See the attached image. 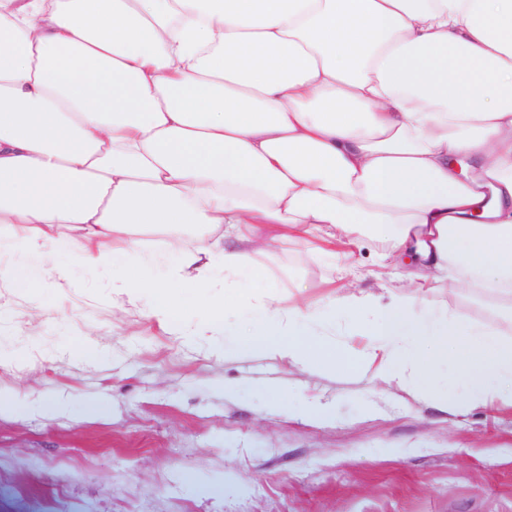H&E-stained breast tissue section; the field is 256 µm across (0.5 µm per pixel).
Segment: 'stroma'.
I'll list each match as a JSON object with an SVG mask.
<instances>
[{
	"instance_id": "35a3bbf8",
	"label": "stroma",
	"mask_w": 512,
	"mask_h": 512,
	"mask_svg": "<svg viewBox=\"0 0 512 512\" xmlns=\"http://www.w3.org/2000/svg\"><path fill=\"white\" fill-rule=\"evenodd\" d=\"M388 248L359 236L341 268L292 240L254 260L284 303L320 311L345 290L412 298L404 264H380ZM60 263L66 287L0 288V395L17 404L0 415V512H512V410L443 413L409 378L313 372L237 336L218 357L113 288L111 269ZM423 304L448 319L466 305L512 340V314L482 291L445 279ZM265 380L334 425L277 406Z\"/></svg>"
}]
</instances>
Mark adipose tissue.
Segmentation results:
<instances>
[{"instance_id": "1", "label": "adipose tissue", "mask_w": 512, "mask_h": 512, "mask_svg": "<svg viewBox=\"0 0 512 512\" xmlns=\"http://www.w3.org/2000/svg\"><path fill=\"white\" fill-rule=\"evenodd\" d=\"M238 240L224 246L217 229ZM365 233L417 259L408 287L461 267L512 299V0H0V249L16 287L61 254L112 266L179 323L171 289L216 273L258 301L237 335L311 370L394 355L463 399L512 409V343L363 293L282 306L252 255L293 237L339 260ZM159 277L122 274L126 249ZM367 325L351 353L330 333Z\"/></svg>"}]
</instances>
